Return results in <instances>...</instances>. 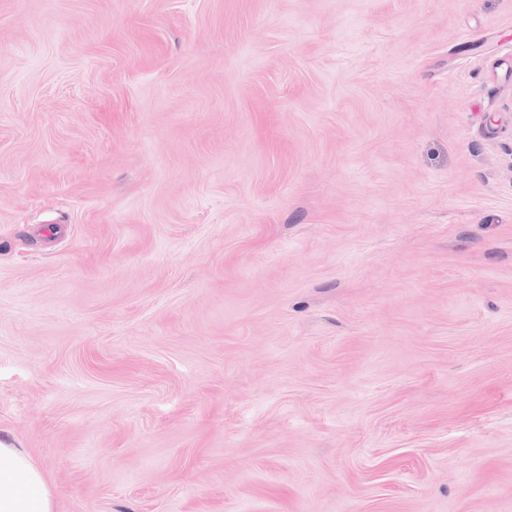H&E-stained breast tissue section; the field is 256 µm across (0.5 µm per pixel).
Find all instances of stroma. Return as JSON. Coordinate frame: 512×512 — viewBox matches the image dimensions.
Returning <instances> with one entry per match:
<instances>
[{
    "mask_svg": "<svg viewBox=\"0 0 512 512\" xmlns=\"http://www.w3.org/2000/svg\"><path fill=\"white\" fill-rule=\"evenodd\" d=\"M0 437L53 512H512V0H0Z\"/></svg>",
    "mask_w": 512,
    "mask_h": 512,
    "instance_id": "stroma-1",
    "label": "stroma"
}]
</instances>
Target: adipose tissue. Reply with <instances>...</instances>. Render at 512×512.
I'll list each match as a JSON object with an SVG mask.
<instances>
[{"instance_id": "ef3b65f1", "label": "adipose tissue", "mask_w": 512, "mask_h": 512, "mask_svg": "<svg viewBox=\"0 0 512 512\" xmlns=\"http://www.w3.org/2000/svg\"><path fill=\"white\" fill-rule=\"evenodd\" d=\"M0 512H53V494L27 450L0 440Z\"/></svg>"}]
</instances>
